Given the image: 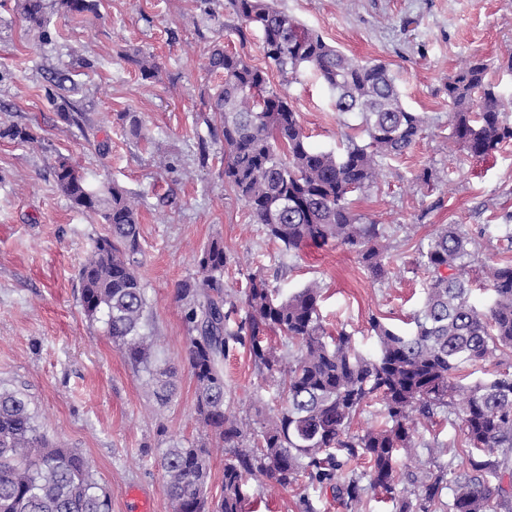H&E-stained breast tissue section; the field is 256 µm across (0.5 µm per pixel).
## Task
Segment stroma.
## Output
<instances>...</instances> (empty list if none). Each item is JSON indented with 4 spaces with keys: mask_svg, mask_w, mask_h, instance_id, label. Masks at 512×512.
I'll return each mask as SVG.
<instances>
[{
    "mask_svg": "<svg viewBox=\"0 0 512 512\" xmlns=\"http://www.w3.org/2000/svg\"><path fill=\"white\" fill-rule=\"evenodd\" d=\"M276 7L339 50L389 65L404 106L423 113L428 133L391 159L374 187L355 193L352 207L384 224L389 272L371 277L359 256L342 247L305 245L294 255L266 237L245 204L222 178L224 141L219 123L204 124L217 78L206 70L214 45L245 55L266 68L261 35L239 33L229 0H212L218 15L203 23L197 0H100L98 11L75 22L53 13L51 41L20 18L18 0H0V126L17 125L27 140L0 138V384L25 390L43 432L77 449L112 497V512H125L131 490L147 494L153 512H173L155 465L172 441L206 442L194 413L195 384L180 371L177 398L153 408L146 379L136 373L80 303L78 269L94 239L106 231L99 216L72 208L59 191L52 167L76 163L97 185L118 183L139 201L138 269L148 299L147 317L168 361L181 363L187 341L176 285L194 276L195 257L221 238L229 261L224 288L238 294L251 273L289 294L318 283L320 315L333 332L350 334L366 354L377 349L370 330L379 318L398 330L422 303L425 269H412L421 247L444 224L481 234L512 214V142L475 159L455 149L449 135L448 78L473 56L494 61L490 79L512 95V0H274ZM152 55L159 75L142 80L127 56ZM67 75L53 88L54 73ZM272 87L301 116L309 142L338 151L355 115L339 116L332 95L313 71L296 78L270 72ZM64 99L75 121L63 120ZM139 113L144 136H129L118 113ZM429 183H420L422 172ZM482 236V234H481ZM481 253L467 267L471 300L485 308L483 265L512 260V242L482 236ZM224 381L233 410L251 413L271 403L248 352L230 351ZM440 446L420 450L415 462L467 465L458 423L437 425ZM255 512H347L332 488L252 486Z\"/></svg>",
    "mask_w": 512,
    "mask_h": 512,
    "instance_id": "35a3bbf8",
    "label": "stroma"
}]
</instances>
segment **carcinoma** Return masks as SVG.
Returning a JSON list of instances; mask_svg holds the SVG:
<instances>
[{
    "label": "carcinoma",
    "mask_w": 512,
    "mask_h": 512,
    "mask_svg": "<svg viewBox=\"0 0 512 512\" xmlns=\"http://www.w3.org/2000/svg\"><path fill=\"white\" fill-rule=\"evenodd\" d=\"M65 16L97 12V0H54ZM240 28L262 34V51L281 74L314 71L333 95L341 116L356 114L368 142L345 135L343 152L308 142L299 113L268 86L264 71L237 52L211 49L206 68L220 77L210 109L221 122L224 182L288 254L312 243L341 246L360 255L376 279L387 275L383 225L366 222L350 196L378 183L384 160L403 155L426 130V119L407 110L387 64L362 61L329 45L269 0H230ZM45 0H22L21 16L51 39ZM145 80L159 66L137 51L129 56ZM491 63L474 58L448 77L450 138L471 158L512 140V98L487 78ZM139 138L135 112H121ZM54 176L71 206L107 224L81 264V306L133 368L147 377L155 403L176 395L178 368L159 356L146 332L145 288L137 273L139 219L135 197L116 183L94 187L66 159ZM480 242L457 224H445L420 250L429 271L415 328L400 333L372 319L377 352L363 354L345 332H326L319 314L321 288L310 284L284 295L259 273L247 275L242 297L224 291L228 255L220 238L196 256L197 272L177 284L189 336L183 367L196 384L195 412L224 448L223 494L210 501L211 452L207 445L174 442L158 463L174 512H249L251 482L281 488L308 476L336 490L350 512L368 491L379 490L394 512H512V374L464 383L460 371L496 351L512 352V260L485 266L491 291L480 310L470 300L466 260ZM244 318L232 316L238 307ZM288 340L284 353L269 334ZM248 352L263 380L275 389V406H254L255 419L239 417L227 403L224 358L230 347ZM383 403L382 421L360 433L353 419L370 401ZM453 415L461 425L467 470L452 466L415 472L404 460L439 442L421 431ZM363 459L368 471L351 463ZM367 484H362V479ZM448 500H442L443 490ZM0 512H112L110 494L89 462L71 448L54 446L40 431L27 394L0 386Z\"/></svg>",
    "instance_id": "1"
}]
</instances>
